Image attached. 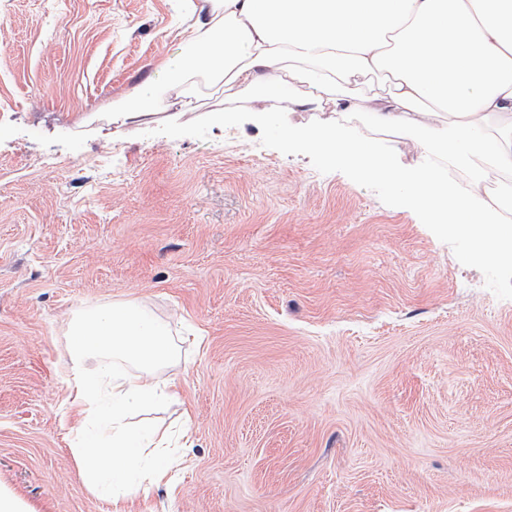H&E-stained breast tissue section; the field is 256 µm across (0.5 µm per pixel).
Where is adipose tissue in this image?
Listing matches in <instances>:
<instances>
[{"mask_svg": "<svg viewBox=\"0 0 512 512\" xmlns=\"http://www.w3.org/2000/svg\"><path fill=\"white\" fill-rule=\"evenodd\" d=\"M181 36L182 50L162 65L163 82L120 100L118 111H151L172 89L192 107L198 77L244 91L269 118L295 107L337 111L335 80L388 74L369 98L363 129L284 125L282 136L304 138L362 177L386 182L474 241L479 257L512 265V233L504 229L512 210V0H199ZM377 130L418 132L421 162L394 161ZM460 152L472 171L464 188L436 165ZM492 171L503 176L494 201L485 197ZM178 330L132 301L71 322L72 404L98 423L72 455L86 487L110 504L130 495L131 475L162 478L168 448L188 436L128 422L170 397L163 373L179 356Z\"/></svg>", "mask_w": 512, "mask_h": 512, "instance_id": "ef3b65f1", "label": "adipose tissue"}]
</instances>
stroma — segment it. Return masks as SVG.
<instances>
[{
	"instance_id": "1",
	"label": "stroma",
	"mask_w": 512,
	"mask_h": 512,
	"mask_svg": "<svg viewBox=\"0 0 512 512\" xmlns=\"http://www.w3.org/2000/svg\"><path fill=\"white\" fill-rule=\"evenodd\" d=\"M189 0H0V485L106 512L71 454L67 331L133 300L194 329L167 481L125 512H512V270L200 87L112 119Z\"/></svg>"
}]
</instances>
